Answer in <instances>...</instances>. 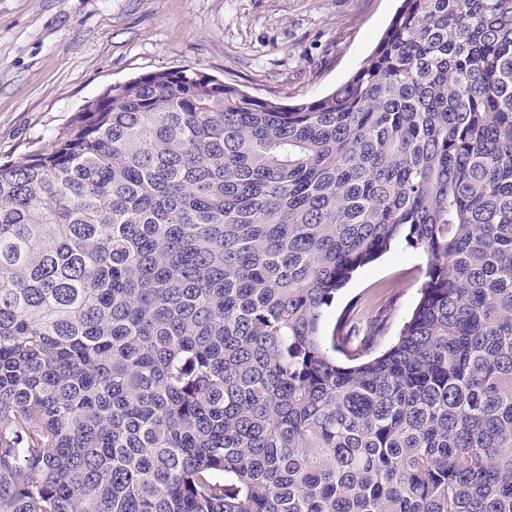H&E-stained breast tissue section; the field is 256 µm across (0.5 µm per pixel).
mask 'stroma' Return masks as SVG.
Wrapping results in <instances>:
<instances>
[{
    "label": "stroma",
    "mask_w": 512,
    "mask_h": 512,
    "mask_svg": "<svg viewBox=\"0 0 512 512\" xmlns=\"http://www.w3.org/2000/svg\"><path fill=\"white\" fill-rule=\"evenodd\" d=\"M399 0H0V162L23 161L112 84L191 69L291 102L344 83ZM426 258L395 247L337 306L368 296L390 330L413 309Z\"/></svg>",
    "instance_id": "1"
}]
</instances>
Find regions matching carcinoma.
<instances>
[{"label":"carcinoma","mask_w":512,"mask_h":512,"mask_svg":"<svg viewBox=\"0 0 512 512\" xmlns=\"http://www.w3.org/2000/svg\"><path fill=\"white\" fill-rule=\"evenodd\" d=\"M398 244L379 349L334 308ZM0 512H512V0H401L293 104L143 74L0 163ZM425 266L426 257L422 253L394 247L354 273L336 298V310L361 295L373 298L375 308L386 304L390 309L389 329L379 341L380 345H385L413 309Z\"/></svg>","instance_id":"cac0c4a2"}]
</instances>
